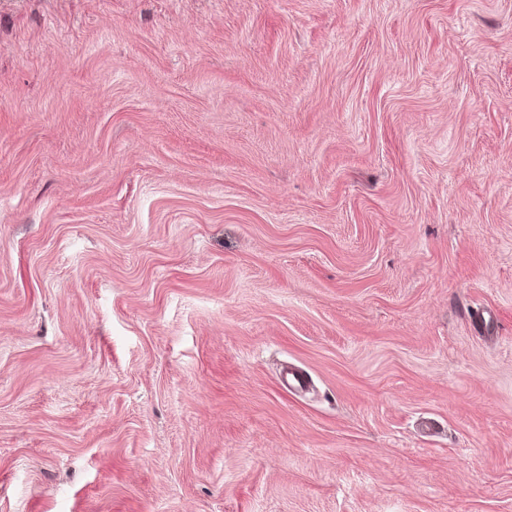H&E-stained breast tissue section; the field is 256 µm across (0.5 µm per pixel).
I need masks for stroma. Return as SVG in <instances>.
<instances>
[{"label":"stroma","mask_w":512,"mask_h":512,"mask_svg":"<svg viewBox=\"0 0 512 512\" xmlns=\"http://www.w3.org/2000/svg\"><path fill=\"white\" fill-rule=\"evenodd\" d=\"M0 512H512V0H0Z\"/></svg>","instance_id":"1"}]
</instances>
